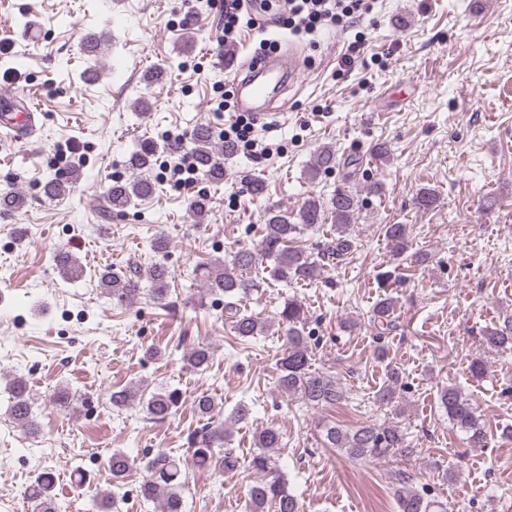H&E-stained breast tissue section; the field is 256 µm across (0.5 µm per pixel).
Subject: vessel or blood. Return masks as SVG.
<instances>
[{"label":"vessel or blood","mask_w":512,"mask_h":512,"mask_svg":"<svg viewBox=\"0 0 512 512\" xmlns=\"http://www.w3.org/2000/svg\"><path fill=\"white\" fill-rule=\"evenodd\" d=\"M295 55L277 54L255 61L243 79L237 80L236 107L263 121L271 117L273 103L298 79ZM26 92L10 90L0 94V127L12 132L16 141L29 135L35 115L30 112Z\"/></svg>","instance_id":"obj_1"}]
</instances>
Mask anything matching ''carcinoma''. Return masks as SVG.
<instances>
[{"mask_svg": "<svg viewBox=\"0 0 512 512\" xmlns=\"http://www.w3.org/2000/svg\"><path fill=\"white\" fill-rule=\"evenodd\" d=\"M192 154L199 168L215 183L224 182V158L215 149L214 137L208 129L200 127L192 134ZM158 146L151 141L140 143L133 150L126 166L131 177L112 182L106 191L111 209L122 212L138 201L154 197L159 184L151 175ZM336 166V150L327 145L322 147L309 169V178H316L321 172ZM78 177L53 176L42 185L43 194L53 200H63L71 194ZM25 205V198L19 190L8 187L0 190V213L19 210ZM358 210L354 194L338 190L329 198L308 197L298 211L290 215L270 213L265 221V233L254 247H239L230 263L221 260L201 263L195 269V276L211 296L225 298L224 313L229 325L240 340H249L264 333L272 322L257 314L243 313L237 308V301L250 295L258 284L248 277L256 268L258 257L273 261L272 274L282 281H311L316 279L324 267V261L339 260L351 252L352 240L345 237ZM332 220L338 237L322 245L313 257L289 244L303 231L326 220ZM385 235L400 255L408 248L406 226L390 224ZM54 263L65 278H77L83 268L67 251H58ZM170 271L162 263L153 262L146 269L139 267L129 270H115L110 266L98 271L99 287L108 298L119 304L131 305L149 288L154 304L168 308ZM396 300L388 296L379 300L373 309V320L386 327L393 326L392 315ZM277 325L285 329L288 347L278 363L279 387L299 396L312 409L333 407L343 400V390L336 376L314 371L311 368L312 347L310 336L305 334L306 318L303 307L295 298L284 300L277 314ZM484 349L507 351L512 349V319L507 318L503 326L496 327L483 337ZM214 356L213 348L206 342L193 344L184 355L186 366L196 372L208 369ZM403 372L386 365L385 385L379 391V400L385 403L395 398V387L402 381ZM112 406L121 409L134 402L141 403L146 417L164 421L175 415L181 406V393L177 388L160 387L150 394L136 385L112 391ZM440 405L448 413L453 426L467 434L472 448L486 446L490 431L480 422L472 402L455 386H444L439 394ZM34 399L27 390V384L17 377L11 388L10 414L21 428L35 432L38 422L33 411ZM194 411L203 420V425L188 436L193 459L200 468L215 467L234 469L238 456L229 447L231 432L223 422L213 418L219 414V405L214 398L201 393L194 400ZM322 442L338 449L350 461H364L375 458H393L407 451L405 437L396 424L365 425L355 429L345 428L334 422L317 424ZM283 434L275 427L258 431L254 437L256 451L250 458L249 467L257 475L248 494V512H301L296 497L288 490L283 473L276 469L271 452L282 446ZM136 465V459L123 451L112 453L110 469L112 478L119 482ZM145 476L139 487L145 501L159 504L161 512H185V473L181 463L164 451L156 452L144 464ZM396 500L399 512H449V506L431 498L424 489L415 487L416 475L403 468L394 474ZM54 479L51 473L42 472L26 488L25 494L34 505V512H58L53 494Z\"/></svg>", "mask_w": 512, "mask_h": 512, "instance_id": "cac0c4a2", "label": "carcinoma"}]
</instances>
